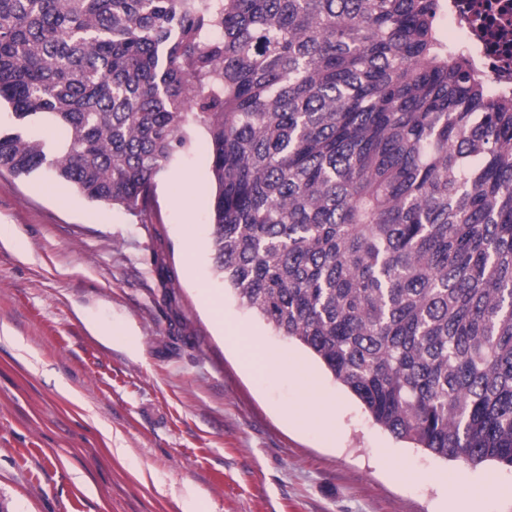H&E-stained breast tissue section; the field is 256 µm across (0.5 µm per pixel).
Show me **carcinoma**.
Returning <instances> with one entry per match:
<instances>
[{"instance_id":"carcinoma-1","label":"carcinoma","mask_w":512,"mask_h":512,"mask_svg":"<svg viewBox=\"0 0 512 512\" xmlns=\"http://www.w3.org/2000/svg\"><path fill=\"white\" fill-rule=\"evenodd\" d=\"M439 0H0V101L46 166L143 212L205 129L213 263L373 420L512 469V96Z\"/></svg>"}]
</instances>
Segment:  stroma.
Returning <instances> with one entry per match:
<instances>
[{"mask_svg":"<svg viewBox=\"0 0 512 512\" xmlns=\"http://www.w3.org/2000/svg\"><path fill=\"white\" fill-rule=\"evenodd\" d=\"M156 178L144 216L49 168L0 167V502L9 512H512V470L396 440L297 341L213 270L205 130ZM224 310L215 319L207 304ZM235 325L283 362L242 364ZM111 339H104V332ZM302 365L304 375L290 374ZM327 406L336 429L288 418Z\"/></svg>","mask_w":512,"mask_h":512,"instance_id":"obj_1","label":"stroma"}]
</instances>
